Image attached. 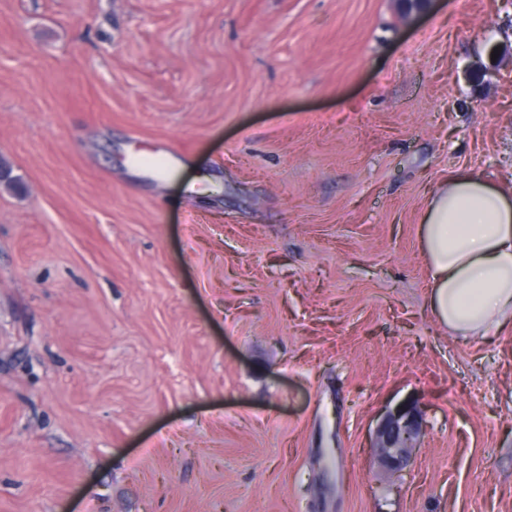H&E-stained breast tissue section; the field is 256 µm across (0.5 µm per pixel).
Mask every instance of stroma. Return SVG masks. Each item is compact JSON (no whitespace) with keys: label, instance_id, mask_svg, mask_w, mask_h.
I'll list each match as a JSON object with an SVG mask.
<instances>
[{"label":"stroma","instance_id":"35a3bbf8","mask_svg":"<svg viewBox=\"0 0 512 512\" xmlns=\"http://www.w3.org/2000/svg\"><path fill=\"white\" fill-rule=\"evenodd\" d=\"M0 162V512H512V328L419 248L512 192V0H0ZM431 311L448 331L481 337L512 322V201L482 178H443L421 217ZM420 431V424L413 410L388 413L380 424L372 448H376L380 462L391 472L400 471Z\"/></svg>","mask_w":512,"mask_h":512}]
</instances>
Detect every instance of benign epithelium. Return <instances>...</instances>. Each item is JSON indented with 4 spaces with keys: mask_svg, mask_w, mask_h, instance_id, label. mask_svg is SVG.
I'll return each instance as SVG.
<instances>
[{
    "mask_svg": "<svg viewBox=\"0 0 512 512\" xmlns=\"http://www.w3.org/2000/svg\"><path fill=\"white\" fill-rule=\"evenodd\" d=\"M420 431L414 411L398 410L385 416L380 424L373 447L380 462L391 472L400 471Z\"/></svg>",
    "mask_w": 512,
    "mask_h": 512,
    "instance_id": "benign-epithelium-1",
    "label": "benign epithelium"
}]
</instances>
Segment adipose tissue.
Instances as JSON below:
<instances>
[{"label":"adipose tissue","instance_id":"obj_1","mask_svg":"<svg viewBox=\"0 0 512 512\" xmlns=\"http://www.w3.org/2000/svg\"><path fill=\"white\" fill-rule=\"evenodd\" d=\"M431 311L449 332L481 337L512 323V198L482 178H443L421 217Z\"/></svg>","mask_w":512,"mask_h":512}]
</instances>
